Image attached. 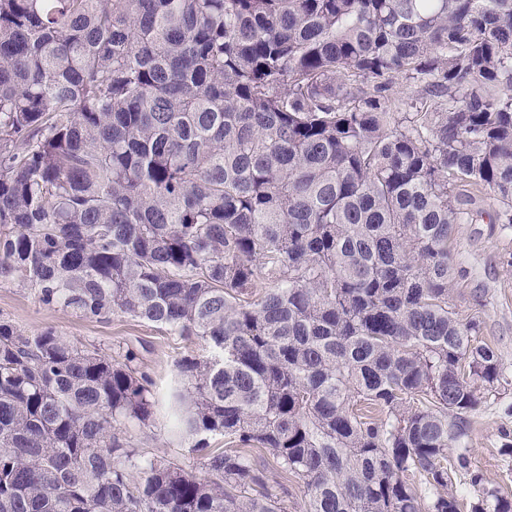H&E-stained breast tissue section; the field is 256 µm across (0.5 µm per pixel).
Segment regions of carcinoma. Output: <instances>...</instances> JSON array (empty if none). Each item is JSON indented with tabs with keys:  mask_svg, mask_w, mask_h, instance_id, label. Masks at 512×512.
<instances>
[{
	"mask_svg": "<svg viewBox=\"0 0 512 512\" xmlns=\"http://www.w3.org/2000/svg\"><path fill=\"white\" fill-rule=\"evenodd\" d=\"M484 198L512 224V0H0V284L206 350L196 472L125 438L133 349L1 315L0 512H284L255 449L305 512H461L462 472L512 512L450 452L504 381L449 303ZM264 460L271 475V491L283 500L285 512H304L305 494L301 483L288 479V482L279 476L278 467L272 456L264 454ZM283 484L284 489L279 485Z\"/></svg>",
	"mask_w": 512,
	"mask_h": 512,
	"instance_id": "carcinoma-1",
	"label": "carcinoma"
}]
</instances>
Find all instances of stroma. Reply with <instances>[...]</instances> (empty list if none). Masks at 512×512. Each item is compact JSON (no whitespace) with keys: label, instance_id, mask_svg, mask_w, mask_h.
Listing matches in <instances>:
<instances>
[{"label":"stroma","instance_id":"stroma-1","mask_svg":"<svg viewBox=\"0 0 512 512\" xmlns=\"http://www.w3.org/2000/svg\"><path fill=\"white\" fill-rule=\"evenodd\" d=\"M454 274L450 297L461 318L476 319L479 339L498 354L504 384L480 394L478 407L468 415L461 440L474 469L489 486L512 497V227L488 220L456 225L450 244ZM0 314L29 332L53 328L73 340L100 345L111 354L135 349L148 367L159 398L150 428L129 427L126 438L145 455H163L188 468L198 467L199 455L188 440L171 434L169 396L176 385L175 361L181 355L200 354L203 343L185 340L166 330L126 317L89 321L61 309L42 305L27 290L0 285Z\"/></svg>","mask_w":512,"mask_h":512}]
</instances>
